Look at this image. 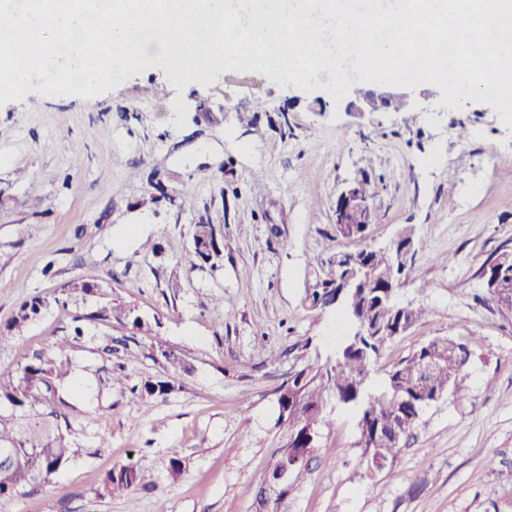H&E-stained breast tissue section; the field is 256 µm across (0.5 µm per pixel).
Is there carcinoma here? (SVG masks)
<instances>
[{"label":"carcinoma","mask_w":512,"mask_h":512,"mask_svg":"<svg viewBox=\"0 0 512 512\" xmlns=\"http://www.w3.org/2000/svg\"><path fill=\"white\" fill-rule=\"evenodd\" d=\"M365 224H353L348 230L336 229V236L327 238L323 251L310 259V265L321 270L313 301L343 277L336 269L337 237L361 236ZM221 225L212 222L209 209L203 208L194 224L193 240H205L211 253L192 249L187 259L190 268L206 262L222 252ZM367 265L374 279L371 289L386 288L405 280L413 265L401 269L395 266L391 252L365 246L356 252ZM479 278L484 284V300L503 317L512 318V258L508 251L491 256L481 265ZM66 299L97 297L101 299L93 317L130 324L140 332L149 333L150 324L130 305L108 298L103 285L83 279L72 280L64 289ZM47 307L39 296L24 300L11 322L10 332L19 333L35 321ZM348 320L362 322L366 334L336 353L334 362L320 367L300 370L288 386L279 391V408L287 411L290 427L288 445L304 448L310 441V431H318L323 422L322 412L329 398L336 403L357 409V431L360 448H375L384 458L394 459L401 451L408 433L418 424L428 403L436 398L451 396L457 401L466 399L461 372L471 357L469 345L450 336L436 337L400 360L380 386L369 392L374 365L386 345L404 334L415 323L429 315L424 308L383 300L375 294L350 302L343 310ZM434 356L437 368L420 373L423 361ZM71 372V360L66 344L36 355L10 374L0 373V450L14 449L11 464L0 466V499L15 495L32 482L45 481L57 473L71 458L79 455L74 430L65 408L68 404L59 396L57 383ZM140 481L132 466H121L109 472L104 481L109 493L130 490Z\"/></svg>","instance_id":"obj_1"}]
</instances>
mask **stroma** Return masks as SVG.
<instances>
[{
    "label": "stroma",
    "mask_w": 512,
    "mask_h": 512,
    "mask_svg": "<svg viewBox=\"0 0 512 512\" xmlns=\"http://www.w3.org/2000/svg\"><path fill=\"white\" fill-rule=\"evenodd\" d=\"M418 91L407 123L261 72L226 70L180 89L158 66L91 99L31 92L0 105V327L27 297L48 303L22 333L0 338V372L95 311L92 298L57 304L77 278L155 324L145 335L86 322L59 389L83 452L0 500V512L34 503L44 512H512V319L478 298L480 266L512 246V127L493 106L466 99L454 110L439 88ZM241 111L252 126L239 123ZM362 178L378 191L373 222L364 237H338V248L383 244L414 225L415 269L397 299L430 311L385 347L373 378L428 340L455 336L472 352L467 398L426 408L381 470L362 460L354 412L328 403L308 473L279 486L268 479L288 441L279 390L302 368L334 362L347 334L338 306L313 304L309 260L335 235L339 193ZM150 189L159 203L140 207ZM205 207L224 227V250L192 269L184 257ZM164 348L189 372L172 375ZM116 368L127 389L104 386ZM159 379L171 381L167 395L141 393ZM174 450L175 479L165 467ZM123 465L141 482L107 495L106 475Z\"/></svg>",
    "instance_id": "1"
}]
</instances>
